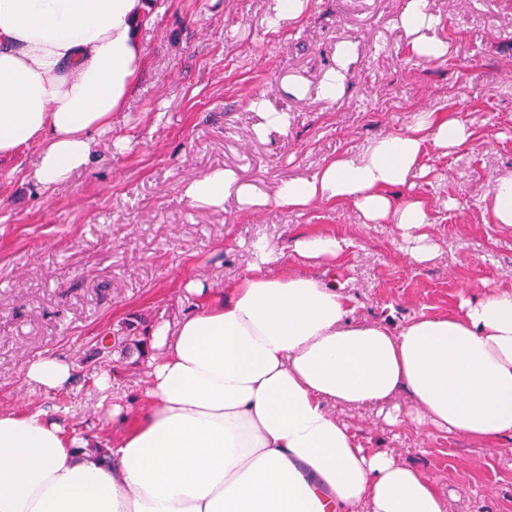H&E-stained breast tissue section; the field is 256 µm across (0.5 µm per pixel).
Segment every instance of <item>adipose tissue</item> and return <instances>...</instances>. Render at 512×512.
<instances>
[{"label":"adipose tissue","instance_id":"1","mask_svg":"<svg viewBox=\"0 0 512 512\" xmlns=\"http://www.w3.org/2000/svg\"><path fill=\"white\" fill-rule=\"evenodd\" d=\"M149 11V0H0V158L36 147L46 188L86 166L143 64ZM438 23L427 0H407L399 15L423 61L448 53L432 35ZM470 136L458 118L425 112L273 194L225 169L192 180L187 196L206 207L231 195L288 209L349 203L364 223L395 224L421 264L436 254L428 209L388 191L424 174L427 146ZM254 249L245 275L221 292L189 284L199 308L153 329L146 407L132 419L112 405L119 432L105 457L44 412H0V512H449L423 471L363 447L341 409L512 449V291L395 329L355 320L348 296L321 277L271 273L283 251L262 240ZM26 377L55 392L73 368L45 356Z\"/></svg>","mask_w":512,"mask_h":512}]
</instances>
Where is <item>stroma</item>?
Returning a JSON list of instances; mask_svg holds the SVG:
<instances>
[{
  "mask_svg": "<svg viewBox=\"0 0 512 512\" xmlns=\"http://www.w3.org/2000/svg\"><path fill=\"white\" fill-rule=\"evenodd\" d=\"M140 28L145 64L91 163L48 190L32 176L35 152L0 161V409L48 411L66 431L96 441L112 434L109 403L96 381L139 411L148 387L141 365L109 371L102 334L138 318L173 321L197 302L187 286L214 291L238 280L268 241L288 253V270L330 281L355 301V316L400 326L512 289V228L493 223L490 190L512 174V0H428L440 17L445 59L427 63L398 25L407 0H307L294 20L272 25L278 0H151ZM357 58L347 90L318 98L336 47ZM307 86L298 99L284 89ZM287 113L288 127L263 130L256 102ZM422 112L463 119L469 142L428 149L424 176L391 194L422 199L436 256L414 263L389 223L366 224L348 203L304 209L258 207L228 197L192 205L188 183L215 168L272 193L335 157L361 154L399 134ZM344 241L339 266L307 265L295 239ZM55 355L73 365L71 385L44 392L29 364ZM367 448H385L425 472L451 512H512V453L375 412L341 411Z\"/></svg>",
  "mask_w": 512,
  "mask_h": 512,
  "instance_id": "stroma-1",
  "label": "stroma"
}]
</instances>
